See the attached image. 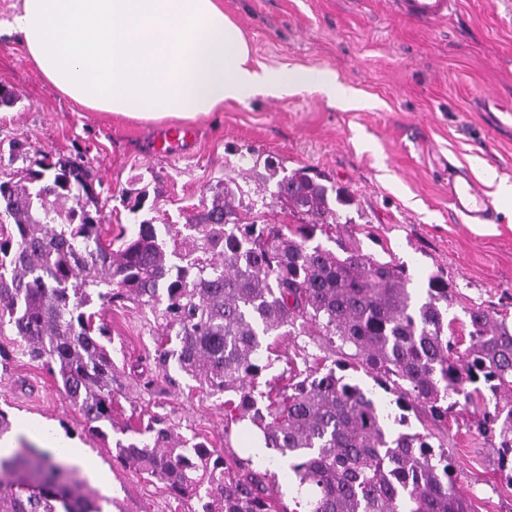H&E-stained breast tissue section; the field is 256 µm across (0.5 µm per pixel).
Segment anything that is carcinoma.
I'll use <instances>...</instances> for the list:
<instances>
[{"label":"carcinoma","mask_w":512,"mask_h":512,"mask_svg":"<svg viewBox=\"0 0 512 512\" xmlns=\"http://www.w3.org/2000/svg\"><path fill=\"white\" fill-rule=\"evenodd\" d=\"M98 179L80 157L47 156L39 169L0 182V363L21 355L61 382L91 436L115 428L122 386L112 362L111 330L95 318L117 302L147 307L163 335L152 356L171 372L224 395L225 437L251 423L263 437L257 454L283 461L304 495L306 512H474L452 477L448 452L434 451L429 428L448 425V398L481 401L477 430L497 449L512 480V323L480 305L468 311V341L448 333L456 285L436 274L426 297L410 288L406 265L381 261L344 232L349 191L307 168L262 189L251 206L279 205L295 224L245 221L236 193L187 217L143 221L103 239L100 211L87 209ZM99 310H94V307ZM272 336H318L341 359L322 372L289 374L257 389L271 365ZM362 369L394 396L384 399L348 369ZM420 408L424 431L407 432ZM115 441V457L137 475L196 499L193 512H279L269 493L275 472L228 459L162 417ZM0 512H102L101 498L65 462L21 443L0 454Z\"/></svg>","instance_id":"cac0c4a2"}]
</instances>
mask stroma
<instances>
[{"mask_svg": "<svg viewBox=\"0 0 512 512\" xmlns=\"http://www.w3.org/2000/svg\"><path fill=\"white\" fill-rule=\"evenodd\" d=\"M222 2L244 32L253 64L332 71L352 103L313 89L228 101L190 123L193 151L174 158L154 149L168 123L85 110L46 82L17 36L0 26V87L16 98L0 117V180L47 155H82L101 183L104 223L133 231L143 221L184 224L186 215L210 206L225 180L262 187L263 161L272 156L284 172L309 167L324 183L347 187L354 198L350 233L365 252L403 262L414 287L425 288L436 273L453 282L448 316L456 323L466 322L474 304L512 314V201L498 195L501 182L512 184V130L486 105L492 99L512 107V0H457L447 21L433 26L396 18L390 0ZM16 142L25 151L14 158ZM448 161L484 184L493 223L458 219L440 175ZM104 319L118 367L148 361L158 338L149 309L127 302L106 309ZM306 354L328 367L336 358L331 346L284 336L267 378ZM0 408L13 421L12 447L40 449L60 434L84 449L86 464L100 471L92 487L105 499L103 512H195L196 501L175 498L112 458L120 428L141 429L150 416H164L225 457L249 454L245 436L224 435L222 398L184 375L174 387L160 379L148 392L122 390L118 429L105 441L84 432L60 383L26 357L0 364ZM474 420L472 409L453 405L432 443L447 449L475 512H512V481Z\"/></svg>", "mask_w": 512, "mask_h": 512, "instance_id": "stroma-1", "label": "stroma"}]
</instances>
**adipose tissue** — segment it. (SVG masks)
<instances>
[{"mask_svg": "<svg viewBox=\"0 0 512 512\" xmlns=\"http://www.w3.org/2000/svg\"><path fill=\"white\" fill-rule=\"evenodd\" d=\"M9 26L28 58L83 107L193 121L228 101L342 92L333 73L254 67L221 0H20Z\"/></svg>", "mask_w": 512, "mask_h": 512, "instance_id": "ef3b65f1", "label": "adipose tissue"}]
</instances>
